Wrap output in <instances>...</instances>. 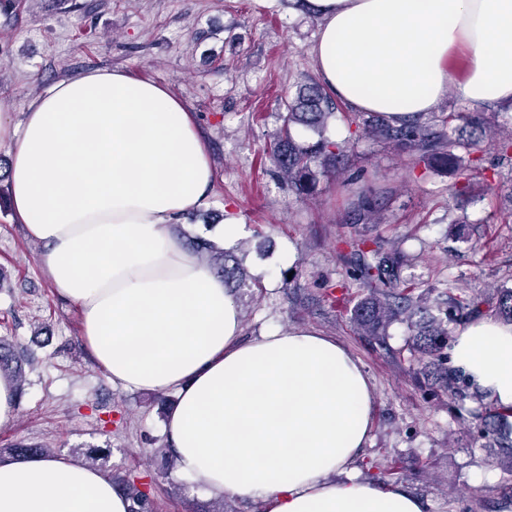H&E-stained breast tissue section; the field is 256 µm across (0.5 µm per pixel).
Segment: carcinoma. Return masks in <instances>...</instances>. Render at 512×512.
<instances>
[{"instance_id": "1", "label": "carcinoma", "mask_w": 512, "mask_h": 512, "mask_svg": "<svg viewBox=\"0 0 512 512\" xmlns=\"http://www.w3.org/2000/svg\"><path fill=\"white\" fill-rule=\"evenodd\" d=\"M283 124L270 144V157L288 187L299 196L311 194L322 179L338 177L349 158L347 142H338L326 135L331 117L336 115L329 95L316 83L299 86L294 96L284 102ZM350 138L371 137L392 143L409 152L423 171L442 170L458 177L456 195L471 193L477 177L475 162L482 151L479 140L454 139L448 132L452 123L480 129L486 124L483 112H451L438 115L428 112L417 117L394 122L379 114L353 112L346 115ZM303 128L317 135L313 142L296 140L293 130ZM350 202L349 221L355 225L376 223L380 212L378 198L368 190H356ZM189 248L204 257L224 285L233 292L242 289H262L260 282L251 279L241 267V260L232 251L220 250L210 240L195 236L188 238ZM339 257L344 266V278L336 284L341 295L331 290L327 299L343 303L349 290L358 288L362 295L349 309V321L363 336L384 341L395 323L407 326L410 341L405 351L419 365V375L428 384L457 395L448 383V308L466 319L491 313L494 318L512 323V288H502L491 301L480 295L450 296L412 277L403 275L410 256L402 249H388L378 236L365 230L356 231L342 240ZM24 352L0 338V373L10 374L22 390ZM512 409L495 407L494 412L474 413L472 418L487 423L496 438L507 442V458L503 468L512 472V431L505 422ZM116 486L132 501L131 512H156L155 501L142 490L130 474L112 476Z\"/></svg>"}]
</instances>
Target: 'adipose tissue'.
<instances>
[{"instance_id": "adipose-tissue-1", "label": "adipose tissue", "mask_w": 512, "mask_h": 512, "mask_svg": "<svg viewBox=\"0 0 512 512\" xmlns=\"http://www.w3.org/2000/svg\"><path fill=\"white\" fill-rule=\"evenodd\" d=\"M319 19L320 85L358 112L402 119L448 89L512 109V0H307ZM468 58L462 80L448 59ZM10 139L12 218L41 243L40 270L76 306L114 384L171 391L166 442L212 498L257 512H425L400 486L349 471L371 435L375 393L361 361L312 328L246 338L224 280L180 229L215 172L195 116L163 84L83 72L32 99ZM477 394L512 407V324L460 325L450 350ZM97 467L1 457L0 512H129Z\"/></svg>"}]
</instances>
